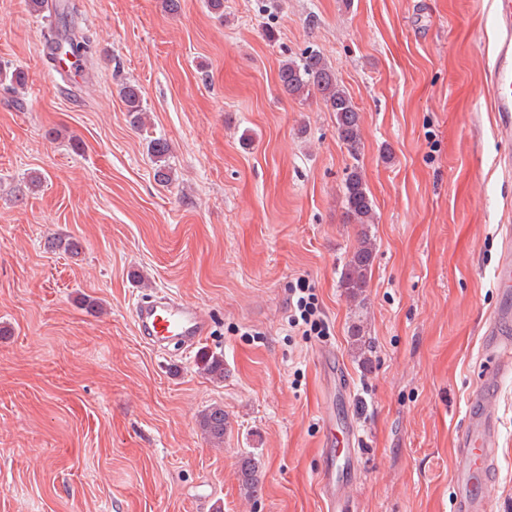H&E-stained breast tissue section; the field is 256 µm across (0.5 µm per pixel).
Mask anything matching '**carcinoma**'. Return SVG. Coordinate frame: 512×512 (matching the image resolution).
Segmentation results:
<instances>
[{
    "mask_svg": "<svg viewBox=\"0 0 512 512\" xmlns=\"http://www.w3.org/2000/svg\"><path fill=\"white\" fill-rule=\"evenodd\" d=\"M279 80L284 91L290 96L306 99L314 93L320 94L328 111L335 116L339 140L347 146L352 157H358L361 146L360 113L339 84L332 66L319 53L313 50L306 51L298 58L284 61L279 69ZM25 81V73L19 69H0V83L3 85L19 89L24 86ZM119 94L126 106V112L131 117V123L136 127L144 125L147 113L139 87L130 82H123L120 84ZM169 152L170 147L166 140L155 139L150 142L149 156L155 165L154 177L163 187L173 181L171 172L165 164ZM343 194L345 223L361 226L359 244L345 263L340 276L341 287L355 298L369 286L374 256L368 226L376 220L374 203L368 194L359 167H350L344 180ZM199 426L212 442H224V409L215 406L205 411L200 417ZM259 483L258 462L253 458L243 459L239 473L240 487L248 493H254Z\"/></svg>",
    "mask_w": 512,
    "mask_h": 512,
    "instance_id": "1",
    "label": "carcinoma"
}]
</instances>
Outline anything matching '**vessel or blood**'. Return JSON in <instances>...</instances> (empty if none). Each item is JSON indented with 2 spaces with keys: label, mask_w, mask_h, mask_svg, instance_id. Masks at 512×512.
Wrapping results in <instances>:
<instances>
[{
  "label": "vessel or blood",
  "mask_w": 512,
  "mask_h": 512,
  "mask_svg": "<svg viewBox=\"0 0 512 512\" xmlns=\"http://www.w3.org/2000/svg\"><path fill=\"white\" fill-rule=\"evenodd\" d=\"M495 16L500 38L488 79L493 91L497 135L501 140L512 141V0H496ZM56 41V33L42 32L40 53L50 70L60 73L75 69L76 61L56 55ZM132 316L138 335L150 345L173 340L192 348L204 339L209 329L207 316L199 306L163 293L137 301ZM483 349L490 365L468 398L466 423L459 438L462 463L452 474L459 512H474L487 497L485 481L490 452L495 446L493 432L499 405L497 383L503 371L512 367V306L502 305L490 316ZM357 445L354 427L339 431L335 426H328L322 444L320 486L327 512H347L345 501L336 494L337 461L350 459Z\"/></svg>",
  "instance_id": "1"
}]
</instances>
